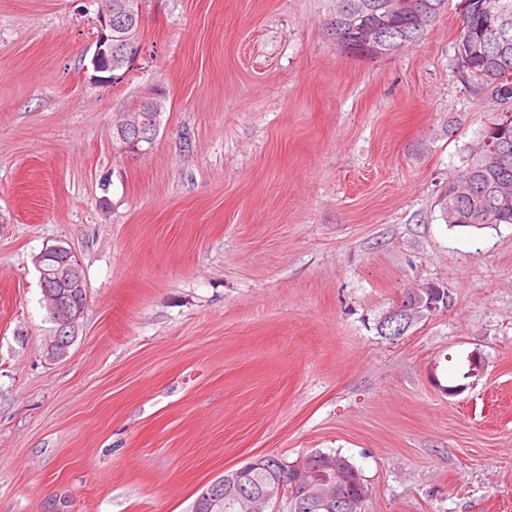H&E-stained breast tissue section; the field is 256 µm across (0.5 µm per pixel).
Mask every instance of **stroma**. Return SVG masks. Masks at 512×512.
<instances>
[{"instance_id": "1", "label": "stroma", "mask_w": 512, "mask_h": 512, "mask_svg": "<svg viewBox=\"0 0 512 512\" xmlns=\"http://www.w3.org/2000/svg\"><path fill=\"white\" fill-rule=\"evenodd\" d=\"M458 2L363 59L329 0H143V56L98 86L96 0H0V512H192L225 470L315 451L358 467L364 512H512V224L441 204L500 110L456 68ZM154 89L152 149L119 153ZM53 245L87 284L60 360ZM429 283L451 307L380 335ZM128 113V114H126ZM123 114H117L115 119V125L118 121L123 117L124 119L118 123L117 133L119 139L124 143V147H126L125 141L129 142L128 146H134L137 149V142L142 139L139 127L144 123L140 121L139 114H133L126 112ZM60 255H65L69 263L68 267H56L52 270L45 269L41 266L42 261L47 259H56ZM37 270L40 274V284L42 286V294L45 295L49 301V305L52 308L55 304V323L53 321V310L49 309L47 303H45L50 321L53 323V327L56 326L52 336H49L45 342L46 353L52 358H62L67 355L70 348H65L68 345V337L75 336L77 339L81 319L83 318L85 308L79 307L77 309L65 308L63 305L58 306L57 296L52 292L51 288H57L56 281H62L63 279L69 278L73 271H78L80 265V259L65 246L56 245L46 248L39 254L35 261ZM40 286V287H41ZM44 291V293H43ZM54 300H51V298Z\"/></svg>"}]
</instances>
